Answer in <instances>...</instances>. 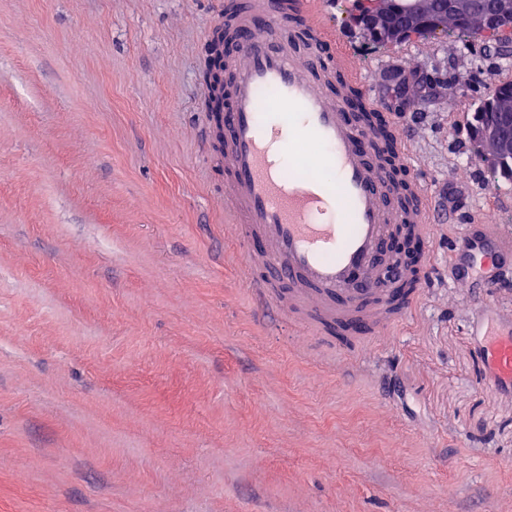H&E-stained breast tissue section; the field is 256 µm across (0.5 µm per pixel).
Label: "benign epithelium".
I'll list each match as a JSON object with an SVG mask.
<instances>
[{
  "label": "benign epithelium",
  "mask_w": 512,
  "mask_h": 512,
  "mask_svg": "<svg viewBox=\"0 0 512 512\" xmlns=\"http://www.w3.org/2000/svg\"><path fill=\"white\" fill-rule=\"evenodd\" d=\"M467 0H362L353 22L364 34L389 45L427 32L430 22L443 29V22L459 16ZM474 16L482 34L512 23V0H482ZM472 149L488 167L496 169L512 158V108H502L496 119L472 138Z\"/></svg>",
  "instance_id": "7a95c632"
}]
</instances>
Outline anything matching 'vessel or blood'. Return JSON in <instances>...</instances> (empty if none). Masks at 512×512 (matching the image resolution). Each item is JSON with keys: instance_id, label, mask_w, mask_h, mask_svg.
<instances>
[{"instance_id": "b4317fda", "label": "vessel or blood", "mask_w": 512, "mask_h": 512, "mask_svg": "<svg viewBox=\"0 0 512 512\" xmlns=\"http://www.w3.org/2000/svg\"><path fill=\"white\" fill-rule=\"evenodd\" d=\"M218 26L229 39L224 69V210L246 245L247 286L262 303L279 304L289 320L329 339L376 336L403 319L416 297L396 300L395 283L378 263L393 225L427 239L432 198L419 179L410 202L389 195L403 149L384 130L355 120L335 78L365 86L349 55L333 50L328 29L314 21L310 0H227ZM308 42L307 57L294 44ZM273 92L275 107L263 101ZM316 147L330 179L295 174L301 150ZM490 246L470 245L475 267L494 251L512 253V233L486 227ZM482 370L512 391V321L505 329L475 325Z\"/></svg>"}]
</instances>
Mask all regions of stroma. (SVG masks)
Returning a JSON list of instances; mask_svg holds the SVG:
<instances>
[{"mask_svg": "<svg viewBox=\"0 0 512 512\" xmlns=\"http://www.w3.org/2000/svg\"><path fill=\"white\" fill-rule=\"evenodd\" d=\"M317 2L444 213L410 316L339 347L245 284L198 109L224 0H0V512H512L469 334L512 257L448 281L460 225L512 227L468 128L512 32L380 45Z\"/></svg>", "mask_w": 512, "mask_h": 512, "instance_id": "obj_1", "label": "stroma"}]
</instances>
